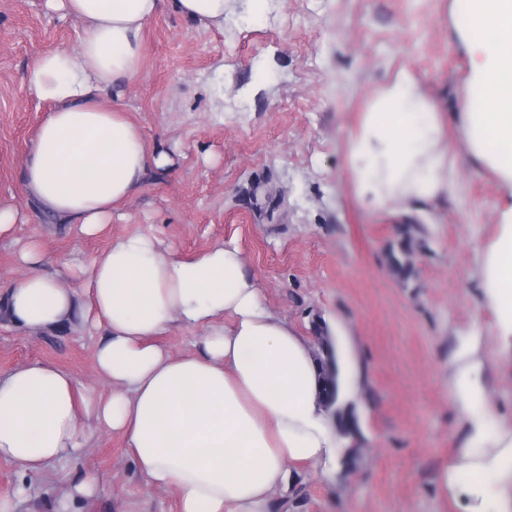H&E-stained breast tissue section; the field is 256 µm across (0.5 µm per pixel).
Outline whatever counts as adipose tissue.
Segmentation results:
<instances>
[{
  "instance_id": "obj_1",
  "label": "adipose tissue",
  "mask_w": 512,
  "mask_h": 512,
  "mask_svg": "<svg viewBox=\"0 0 512 512\" xmlns=\"http://www.w3.org/2000/svg\"><path fill=\"white\" fill-rule=\"evenodd\" d=\"M231 0H45L84 22L72 49L38 55L23 82L50 110L31 142L22 184L49 217L92 237L168 171L171 155L103 96L134 79L143 29L162 6L223 28ZM456 27L470 52L460 128L471 155L512 188V0H456ZM446 123L416 76L398 74L370 99L345 154L355 194L373 212L447 198L456 182L443 145ZM28 273L8 289L17 325L50 331L73 323L78 299L102 332L94 350L109 395L49 362L0 373V460L19 475L75 457L84 417L124 436L148 485L178 496L179 512H273L293 467L325 475L342 442L320 389L319 367L298 328L264 302L256 274L230 242L185 257L137 231L72 268L74 286L46 273L41 241L18 250ZM484 299L497 315L499 357L512 362V201L481 251ZM176 327L204 328L192 350L158 344ZM478 358L459 368L464 449L441 475L462 512H488L485 482L496 478L495 512H512V428L490 430Z\"/></svg>"
}]
</instances>
